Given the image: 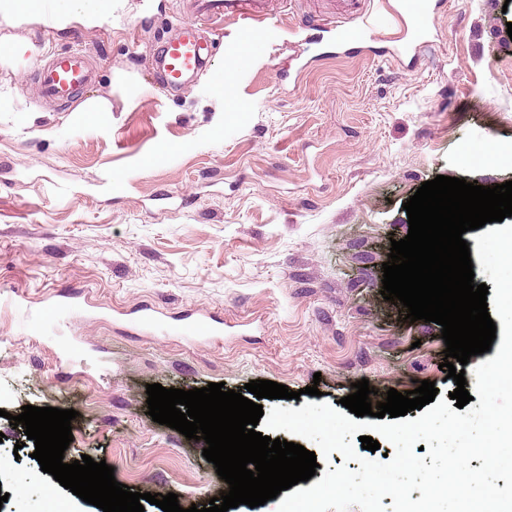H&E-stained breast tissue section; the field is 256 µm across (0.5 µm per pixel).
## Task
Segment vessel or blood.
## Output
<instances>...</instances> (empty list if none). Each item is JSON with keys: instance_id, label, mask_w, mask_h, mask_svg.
Returning <instances> with one entry per match:
<instances>
[{"instance_id": "1", "label": "vessel or blood", "mask_w": 512, "mask_h": 512, "mask_svg": "<svg viewBox=\"0 0 512 512\" xmlns=\"http://www.w3.org/2000/svg\"><path fill=\"white\" fill-rule=\"evenodd\" d=\"M182 9L185 21L175 34L158 39L154 53L155 69L171 88L186 87L206 60L207 47L197 35L199 24L226 18L246 20V27L231 45L234 56L241 57L252 51L261 34L257 22L270 16L266 0H182ZM380 9L389 27L405 28L406 43L412 51L427 46L425 21L437 9L434 0H382ZM88 61L85 52L54 54L39 72L41 92L57 101H73L79 89L92 78Z\"/></svg>"}]
</instances>
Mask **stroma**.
I'll return each instance as SVG.
<instances>
[{
  "label": "stroma",
  "mask_w": 512,
  "mask_h": 512,
  "mask_svg": "<svg viewBox=\"0 0 512 512\" xmlns=\"http://www.w3.org/2000/svg\"><path fill=\"white\" fill-rule=\"evenodd\" d=\"M372 7L338 0L313 29L318 0H275L279 30L243 61L225 52L235 22L209 24L212 54L182 90L152 61L174 0H117L62 30L0 19V40L29 46L0 58V290L21 302L0 309V512H100L65 488L46 497L54 478L12 421L25 405L76 411L65 463L106 461L186 510L225 482L205 441L153 422L147 385L271 380L300 391L294 409L306 386L335 406L364 378L454 391L440 325L385 301L382 264L422 182L512 181V4L448 0L416 57L378 29L336 53ZM78 47L91 82L73 102L43 98L38 69ZM229 69L234 110L218 89ZM59 294L70 308L53 317ZM199 311L223 336L185 333Z\"/></svg>",
  "instance_id": "stroma-1"
}]
</instances>
